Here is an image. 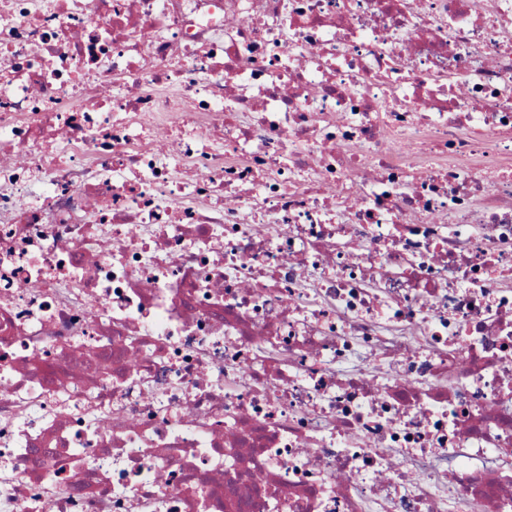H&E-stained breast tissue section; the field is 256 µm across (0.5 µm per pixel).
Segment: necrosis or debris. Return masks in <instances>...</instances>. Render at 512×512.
<instances>
[{"label": "necrosis or debris", "instance_id": "necrosis-or-debris-1", "mask_svg": "<svg viewBox=\"0 0 512 512\" xmlns=\"http://www.w3.org/2000/svg\"><path fill=\"white\" fill-rule=\"evenodd\" d=\"M0 512H512V0H0Z\"/></svg>", "mask_w": 512, "mask_h": 512}]
</instances>
